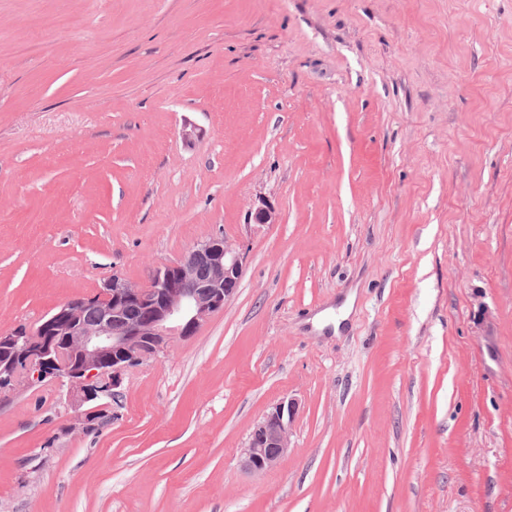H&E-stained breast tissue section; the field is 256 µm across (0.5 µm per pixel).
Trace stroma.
<instances>
[{"instance_id":"obj_1","label":"stroma","mask_w":512,"mask_h":512,"mask_svg":"<svg viewBox=\"0 0 512 512\" xmlns=\"http://www.w3.org/2000/svg\"><path fill=\"white\" fill-rule=\"evenodd\" d=\"M217 233L104 418L0 391V512H512V0H0V333ZM298 412L295 399L282 400L255 425L243 465L251 471H265L277 465L289 448V428Z\"/></svg>"}]
</instances>
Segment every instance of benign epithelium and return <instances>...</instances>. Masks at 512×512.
Returning <instances> with one entry per match:
<instances>
[{
    "label": "benign epithelium",
    "mask_w": 512,
    "mask_h": 512,
    "mask_svg": "<svg viewBox=\"0 0 512 512\" xmlns=\"http://www.w3.org/2000/svg\"><path fill=\"white\" fill-rule=\"evenodd\" d=\"M244 253L216 234L197 243L178 260L157 266L145 285L114 275L93 295L67 300L37 325L0 335V389L22 381L62 379L93 404L84 418L93 420L122 383L124 372L161 352L173 336H192L224 309L239 286ZM206 265L209 276L198 275ZM94 322L84 321L87 309ZM298 412L294 399L278 403L255 425L243 465L265 471L288 453L289 428Z\"/></svg>",
    "instance_id": "benign-epithelium-1"
}]
</instances>
